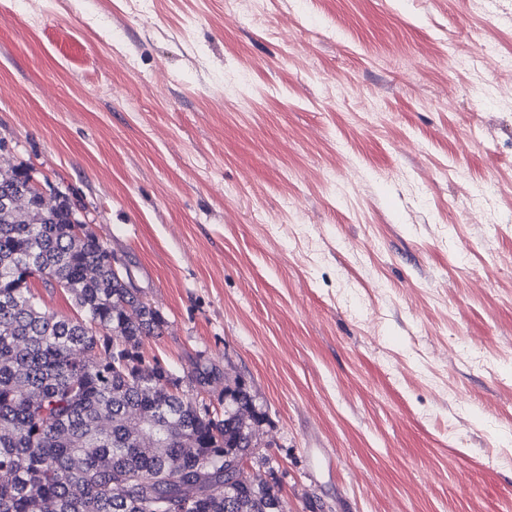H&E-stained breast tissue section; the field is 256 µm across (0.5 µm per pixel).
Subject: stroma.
<instances>
[{
    "label": "stroma",
    "instance_id": "obj_1",
    "mask_svg": "<svg viewBox=\"0 0 512 512\" xmlns=\"http://www.w3.org/2000/svg\"><path fill=\"white\" fill-rule=\"evenodd\" d=\"M512 0H0V162L249 387L288 512H512Z\"/></svg>",
    "mask_w": 512,
    "mask_h": 512
}]
</instances>
